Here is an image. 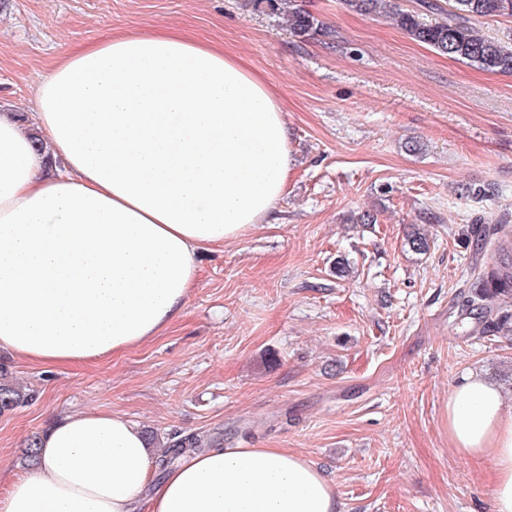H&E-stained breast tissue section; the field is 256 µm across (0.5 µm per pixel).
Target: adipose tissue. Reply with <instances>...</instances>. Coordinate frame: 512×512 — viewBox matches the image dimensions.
Instances as JSON below:
<instances>
[{
	"label": "adipose tissue",
	"instance_id": "obj_1",
	"mask_svg": "<svg viewBox=\"0 0 512 512\" xmlns=\"http://www.w3.org/2000/svg\"><path fill=\"white\" fill-rule=\"evenodd\" d=\"M35 94L31 123L0 113V351L118 355L181 317L199 251L283 196V104L244 59L175 28L69 51ZM46 153L63 162L50 177ZM448 440L492 461L493 512H512V410L478 372L448 395ZM37 455L0 512H342L335 482L285 448H207L148 487L146 436L115 413L55 420Z\"/></svg>",
	"mask_w": 512,
	"mask_h": 512
}]
</instances>
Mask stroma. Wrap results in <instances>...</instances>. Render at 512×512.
Masks as SVG:
<instances>
[{
  "mask_svg": "<svg viewBox=\"0 0 512 512\" xmlns=\"http://www.w3.org/2000/svg\"><path fill=\"white\" fill-rule=\"evenodd\" d=\"M302 2L328 35L294 36L283 0H0V112L29 120L64 51L176 27L268 79L292 157L273 216L199 253L161 335L79 364L0 352L25 395L0 413V494L33 436L98 410L150 432L155 452L178 435L289 449L335 481L343 512H490L492 463L451 447L448 394L476 370L512 409V335L461 316L497 258L476 225L512 235V75L344 0ZM415 230L425 253L406 244Z\"/></svg>",
  "mask_w": 512,
  "mask_h": 512,
  "instance_id": "stroma-1",
  "label": "stroma"
}]
</instances>
